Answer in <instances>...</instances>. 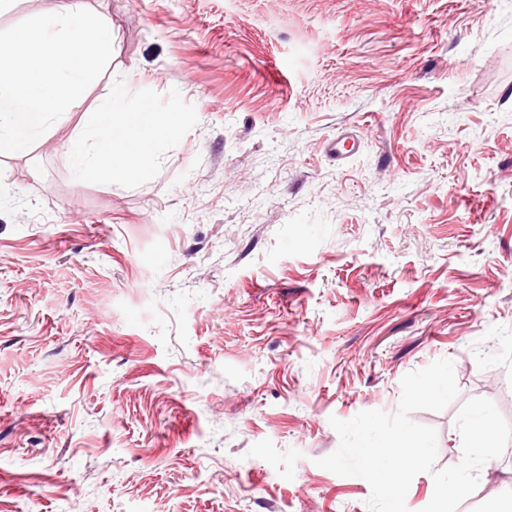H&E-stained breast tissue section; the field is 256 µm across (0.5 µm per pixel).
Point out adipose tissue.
<instances>
[{"instance_id": "ef3b65f1", "label": "adipose tissue", "mask_w": 512, "mask_h": 512, "mask_svg": "<svg viewBox=\"0 0 512 512\" xmlns=\"http://www.w3.org/2000/svg\"><path fill=\"white\" fill-rule=\"evenodd\" d=\"M176 113L108 108L77 126L71 142L80 174L134 178L137 163L151 157L162 137L178 129Z\"/></svg>"}]
</instances>
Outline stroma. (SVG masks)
<instances>
[{
	"mask_svg": "<svg viewBox=\"0 0 512 512\" xmlns=\"http://www.w3.org/2000/svg\"><path fill=\"white\" fill-rule=\"evenodd\" d=\"M81 3L111 61L0 155V512H369L330 420L441 358L459 394L411 419L459 463L461 406L512 396V0ZM116 80L180 129L79 175ZM511 499L512 441L457 512ZM357 142L348 133L340 134L335 140L329 142L326 151L329 156L341 164L357 150Z\"/></svg>",
	"mask_w": 512,
	"mask_h": 512,
	"instance_id": "stroma-1",
	"label": "stroma"
}]
</instances>
